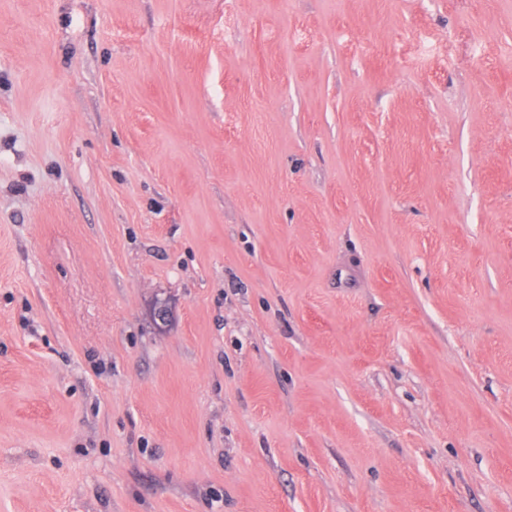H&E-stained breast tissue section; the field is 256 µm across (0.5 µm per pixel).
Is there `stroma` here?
<instances>
[{
	"instance_id": "stroma-1",
	"label": "stroma",
	"mask_w": 512,
	"mask_h": 512,
	"mask_svg": "<svg viewBox=\"0 0 512 512\" xmlns=\"http://www.w3.org/2000/svg\"><path fill=\"white\" fill-rule=\"evenodd\" d=\"M0 512H512V0H0Z\"/></svg>"
}]
</instances>
